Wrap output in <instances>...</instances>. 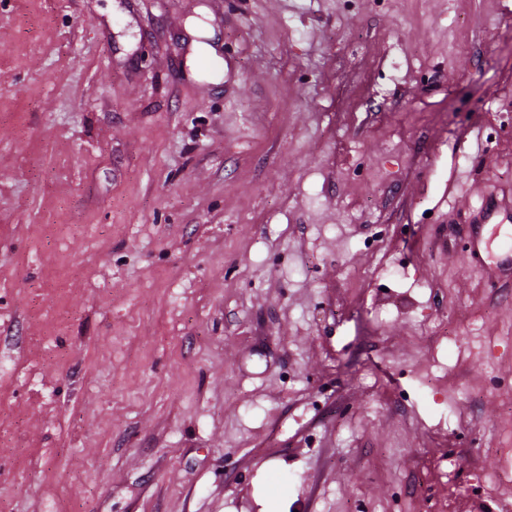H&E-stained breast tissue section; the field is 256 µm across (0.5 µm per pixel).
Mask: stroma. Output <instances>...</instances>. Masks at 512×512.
Here are the masks:
<instances>
[{
	"instance_id": "1",
	"label": "stroma",
	"mask_w": 512,
	"mask_h": 512,
	"mask_svg": "<svg viewBox=\"0 0 512 512\" xmlns=\"http://www.w3.org/2000/svg\"><path fill=\"white\" fill-rule=\"evenodd\" d=\"M490 192L512 0H0V512H481Z\"/></svg>"
}]
</instances>
